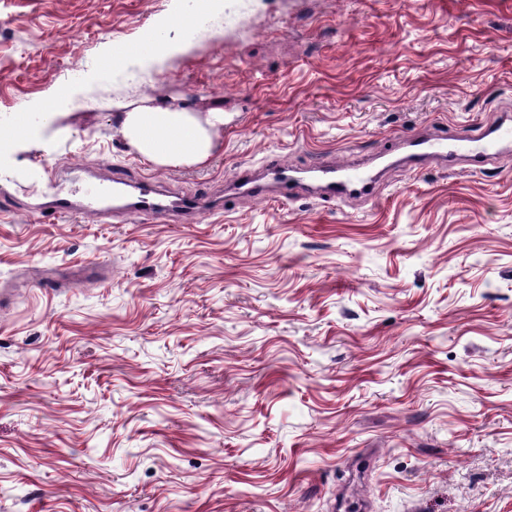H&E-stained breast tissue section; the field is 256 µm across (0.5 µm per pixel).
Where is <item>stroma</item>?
<instances>
[{"mask_svg": "<svg viewBox=\"0 0 512 512\" xmlns=\"http://www.w3.org/2000/svg\"><path fill=\"white\" fill-rule=\"evenodd\" d=\"M220 4L0 0V512H512V158L399 162L512 113V0ZM148 95L224 109L209 164L135 155ZM370 158L365 203L226 193ZM116 173L224 207L45 220Z\"/></svg>", "mask_w": 512, "mask_h": 512, "instance_id": "obj_1", "label": "stroma"}]
</instances>
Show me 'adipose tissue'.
I'll return each instance as SVG.
<instances>
[{
	"label": "adipose tissue",
	"mask_w": 512,
	"mask_h": 512,
	"mask_svg": "<svg viewBox=\"0 0 512 512\" xmlns=\"http://www.w3.org/2000/svg\"><path fill=\"white\" fill-rule=\"evenodd\" d=\"M223 109L205 111L144 97L124 106L121 133L145 161L158 166L206 163L224 129Z\"/></svg>",
	"instance_id": "adipose-tissue-1"
}]
</instances>
